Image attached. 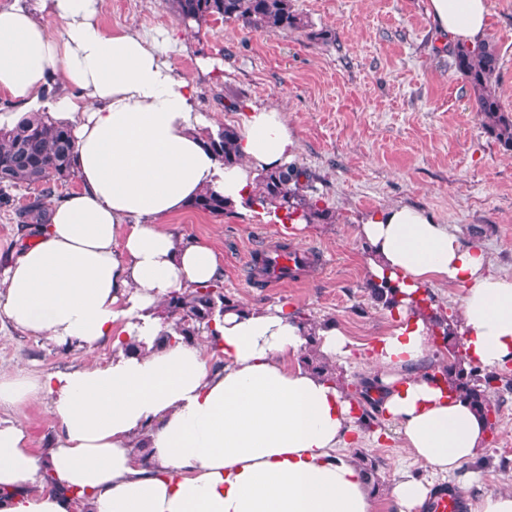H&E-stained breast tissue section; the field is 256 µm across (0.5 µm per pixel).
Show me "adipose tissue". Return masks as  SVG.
Returning <instances> with one entry per match:
<instances>
[{"instance_id": "adipose-tissue-1", "label": "adipose tissue", "mask_w": 512, "mask_h": 512, "mask_svg": "<svg viewBox=\"0 0 512 512\" xmlns=\"http://www.w3.org/2000/svg\"><path fill=\"white\" fill-rule=\"evenodd\" d=\"M39 2L37 12L0 6V91L22 115L52 83L69 87L52 117L75 139L82 188L51 202L34 243L0 270V317L84 353L111 343L113 355L41 376L0 372V407L46 395L59 426L35 455L22 420L0 423V488L12 494L0 512H74L80 500L92 512H376L378 490L346 451L354 405L296 365L307 339L286 309L225 311L215 325L220 369L198 340L165 341L170 326L158 314L172 295L222 276L213 244L174 232L167 217L207 188L240 209L261 172L297 154L284 112L249 107L237 129L241 160L221 164L203 144L195 87L161 48L170 35L105 33L101 0ZM426 15L450 43L472 47L485 38L489 5L427 0ZM357 235L374 281L417 299L438 284L462 286L467 362L512 366V278L492 271L482 246L407 206L369 215ZM397 313L371 357L379 410L430 474L455 476L482 448L485 422L421 372L426 324L407 306ZM45 471L53 487L31 491Z\"/></svg>"}]
</instances>
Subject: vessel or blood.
Wrapping results in <instances>:
<instances>
[{"mask_svg":"<svg viewBox=\"0 0 512 512\" xmlns=\"http://www.w3.org/2000/svg\"><path fill=\"white\" fill-rule=\"evenodd\" d=\"M319 256L314 249H288L272 242L253 251L250 258L262 268L265 288L273 290L301 283L304 272ZM428 512H467V506L457 490L443 488L430 494Z\"/></svg>","mask_w":512,"mask_h":512,"instance_id":"obj_1","label":"vessel or blood"}]
</instances>
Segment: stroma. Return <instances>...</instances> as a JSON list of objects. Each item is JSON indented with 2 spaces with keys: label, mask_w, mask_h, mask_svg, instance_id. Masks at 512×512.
<instances>
[{
  "label": "stroma",
  "mask_w": 512,
  "mask_h": 512,
  "mask_svg": "<svg viewBox=\"0 0 512 512\" xmlns=\"http://www.w3.org/2000/svg\"><path fill=\"white\" fill-rule=\"evenodd\" d=\"M305 25L276 34L236 21L181 29L168 0H104V31L146 33L181 29L169 51L176 71L196 88L210 131L234 126L247 105H276L299 138L296 165L311 175L313 194L330 212L326 222L297 229L283 213L260 206L221 216L191 208L170 216V228L209 240L224 266V294L238 304L284 306L317 323H334L352 342L351 354L332 361L338 387L371 418L351 436L353 452L375 460L373 481L386 490L398 470L429 478L432 488L457 487L453 478L428 477L404 450L392 426L362 396L372 379L370 349L398 325L395 312L374 301L357 235L369 212L408 205L431 212L467 243L487 250L493 271L512 278V151L487 134L473 108L472 87L455 71L425 12V0H291ZM486 40L498 57L496 94L512 113V0H490ZM278 239L321 250L304 282L264 288L248 249ZM81 354L28 335L0 318V370L38 376L82 363ZM495 427L471 468L469 504L487 493H512V367L495 384ZM24 416L28 446L43 453L58 424L39 395L0 419Z\"/></svg>",
  "instance_id": "35a3bbf8"
}]
</instances>
